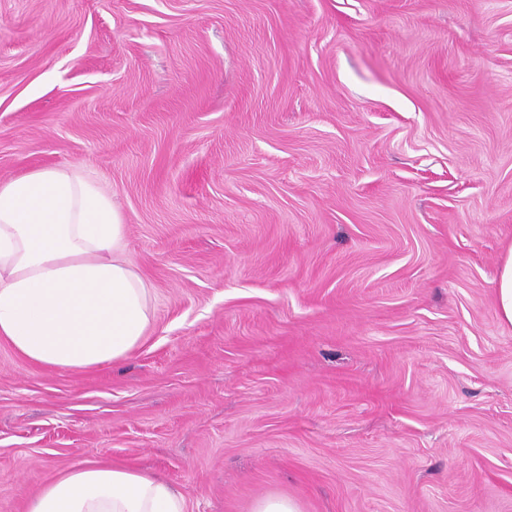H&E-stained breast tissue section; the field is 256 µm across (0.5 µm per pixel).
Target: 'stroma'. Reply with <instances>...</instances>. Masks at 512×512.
Listing matches in <instances>:
<instances>
[{"label":"stroma","mask_w":512,"mask_h":512,"mask_svg":"<svg viewBox=\"0 0 512 512\" xmlns=\"http://www.w3.org/2000/svg\"><path fill=\"white\" fill-rule=\"evenodd\" d=\"M112 196L153 322L0 340V512L86 462L187 512H512V0H0V181ZM496 302L500 320L512 327V243L507 246L500 262ZM252 512H301L296 501L282 496H269L259 500Z\"/></svg>","instance_id":"1"}]
</instances>
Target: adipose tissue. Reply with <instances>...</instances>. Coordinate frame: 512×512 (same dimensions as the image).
Here are the masks:
<instances>
[{"label":"adipose tissue","mask_w":512,"mask_h":512,"mask_svg":"<svg viewBox=\"0 0 512 512\" xmlns=\"http://www.w3.org/2000/svg\"><path fill=\"white\" fill-rule=\"evenodd\" d=\"M127 226L74 166L0 182V339L25 360L82 371L127 359L153 320L151 290L123 259ZM27 512H186L166 479L109 462L61 473Z\"/></svg>","instance_id":"ef3b65f1"}]
</instances>
